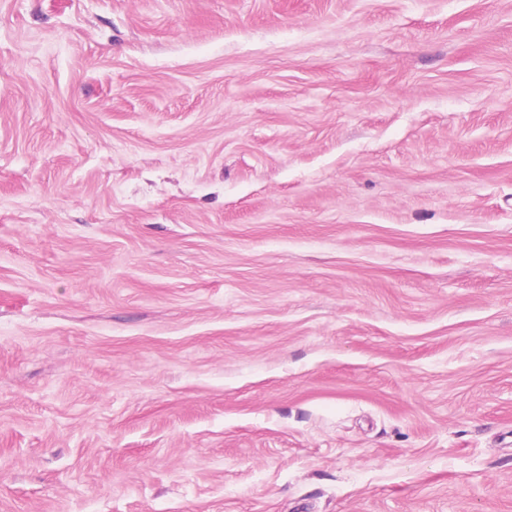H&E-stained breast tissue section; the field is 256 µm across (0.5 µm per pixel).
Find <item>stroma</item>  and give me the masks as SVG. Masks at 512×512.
Returning a JSON list of instances; mask_svg holds the SVG:
<instances>
[{"mask_svg":"<svg viewBox=\"0 0 512 512\" xmlns=\"http://www.w3.org/2000/svg\"><path fill=\"white\" fill-rule=\"evenodd\" d=\"M0 512H512V0H0Z\"/></svg>","mask_w":512,"mask_h":512,"instance_id":"1","label":"stroma"}]
</instances>
